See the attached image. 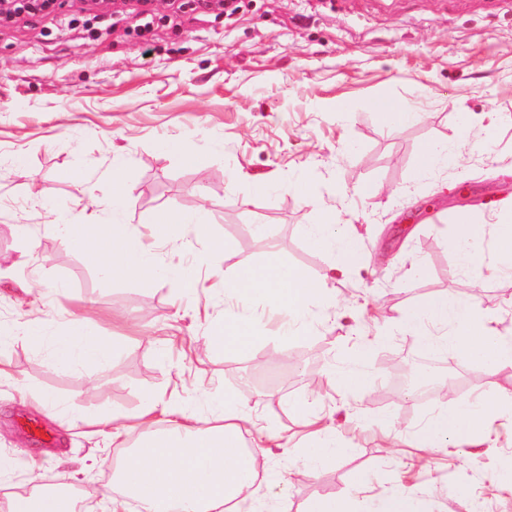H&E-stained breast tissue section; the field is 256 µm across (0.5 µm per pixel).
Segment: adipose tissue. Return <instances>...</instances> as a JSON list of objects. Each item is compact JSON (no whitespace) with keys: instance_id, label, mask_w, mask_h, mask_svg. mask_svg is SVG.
Here are the masks:
<instances>
[{"instance_id":"adipose-tissue-1","label":"adipose tissue","mask_w":512,"mask_h":512,"mask_svg":"<svg viewBox=\"0 0 512 512\" xmlns=\"http://www.w3.org/2000/svg\"><path fill=\"white\" fill-rule=\"evenodd\" d=\"M127 201L124 179L112 177L105 204L112 219L95 225L97 245L88 253L103 272L115 278L160 276L164 269L156 250L168 244L172 229L189 222L200 232L206 224L201 212L191 217L162 212L150 227L155 245L149 248L142 243L138 227L122 223L118 216ZM449 221L455 227L451 247L461 270L485 266L492 272L512 275V207L505 208L492 224L491 247L487 250L468 213L453 212ZM306 241L313 250L338 253L343 267L361 263L358 238L338 225L332 208H324L321 223L308 225ZM223 288L225 295L283 314L286 322L282 333L287 338L304 331L311 305L325 297L321 280L283 263L242 267L233 279L224 281ZM402 324L417 336L422 348L461 354L490 375L512 368V336L491 326L477 296H432L408 311ZM25 332L30 339L50 341L55 362L84 370L105 369L118 348L116 338L89 335L86 323L79 318L69 320L63 336L45 338L36 321L30 322ZM260 342L252 321L235 316L225 318L205 338L206 345L227 352L252 349ZM371 360L370 346L357 348L353 362L333 369L331 376L349 392L373 387L376 377L370 369ZM209 411V416L201 417L150 394L141 400L132 423L119 425L110 416L91 419L90 425L97 432L108 429L113 438L137 440L136 446L124 447L114 473L121 496H111L106 490L101 493L108 501V512H127L131 499L141 512H222L229 503L259 501L258 450L272 441V434L254 424L246 405L239 400L210 399ZM506 414L512 415V397L508 395L489 393L459 400L431 414L414 432V445L433 450L474 444L493 419ZM250 428L256 436L254 448L249 451L243 446V432ZM9 512H76V502L36 484L28 496L10 501Z\"/></svg>"}]
</instances>
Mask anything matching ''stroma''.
Instances as JSON below:
<instances>
[{"label": "stroma", "mask_w": 512, "mask_h": 512, "mask_svg": "<svg viewBox=\"0 0 512 512\" xmlns=\"http://www.w3.org/2000/svg\"><path fill=\"white\" fill-rule=\"evenodd\" d=\"M76 0L49 19L0 29V457L11 474L0 512L31 474L47 483L62 472L73 487L111 483V437L86 426L63 431L22 399L31 389L87 415L135 413L143 396L175 395L207 415L214 396L238 398L277 446L264 449L260 494L278 512H305L313 499L350 494L361 473L369 493L416 494L422 512H512L499 482L512 463V419L491 422L475 446L410 447L423 419L496 388L512 392V370L486 383L462 355L447 398L407 400L392 370L419 355L398 321L429 296H486L492 324L512 333V276L464 272L448 246L453 194L468 185L470 211L491 224L512 200V0H240L233 15L158 0L149 27L104 5L73 22ZM397 98L420 117L391 127L371 109ZM180 140L200 156L183 163L164 145ZM465 142L458 163L416 177L425 142ZM129 203L124 223L151 224L163 210L205 211L207 234L178 229L161 249L169 270L194 273V296L170 278H113L72 250L46 210L74 224L101 223L112 175ZM305 179L316 199L302 205L289 185ZM360 237L364 262L335 266L311 251L304 225L318 204ZM222 242L209 251L210 241ZM208 251L205 265L196 256ZM279 261L321 279L326 302L307 335L282 340L281 319L211 292L213 274ZM93 335L125 337L102 373L56 365L47 347L19 337L32 319L48 336L66 334L71 315ZM256 319L264 342L252 353L204 348L199 339L225 317ZM373 341L374 388L348 392L330 376ZM304 400L334 426L348 455L310 471L301 459L308 432L288 403ZM392 413V428L378 424ZM53 429L43 447L18 423Z\"/></svg>", "instance_id": "stroma-1"}]
</instances>
